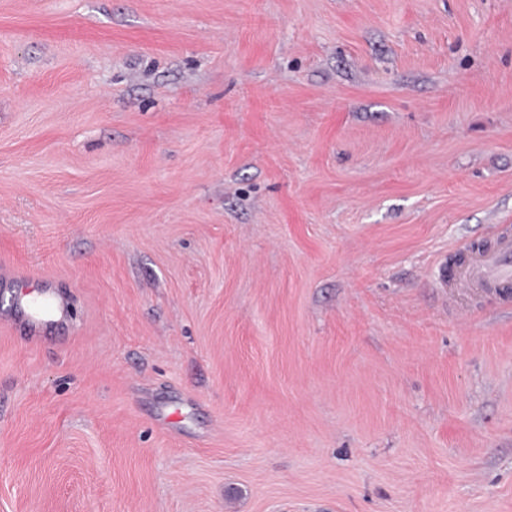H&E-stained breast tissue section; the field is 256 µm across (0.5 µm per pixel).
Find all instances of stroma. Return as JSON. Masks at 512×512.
Wrapping results in <instances>:
<instances>
[{"label": "stroma", "mask_w": 512, "mask_h": 512, "mask_svg": "<svg viewBox=\"0 0 512 512\" xmlns=\"http://www.w3.org/2000/svg\"><path fill=\"white\" fill-rule=\"evenodd\" d=\"M512 0H0V512H512ZM461 261L448 269L447 260L436 269L439 288L492 293L508 297L512 292V231L504 227L490 247L481 250L459 249ZM14 287L17 304L23 309L27 326L33 340H38L44 329L52 325L66 324L71 321V309L66 299L58 298L56 293L39 289L35 294L28 288V281L18 277H9Z\"/></svg>", "instance_id": "stroma-1"}]
</instances>
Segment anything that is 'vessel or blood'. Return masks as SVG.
Returning <instances> with one entry per match:
<instances>
[{
  "label": "vessel or blood",
  "instance_id": "b4317fda",
  "mask_svg": "<svg viewBox=\"0 0 512 512\" xmlns=\"http://www.w3.org/2000/svg\"><path fill=\"white\" fill-rule=\"evenodd\" d=\"M436 280L442 288H466L501 297L511 295L512 230L502 229L488 248L463 249L462 259L455 265L440 262L436 269ZM12 284L32 336H39L50 326L70 322L71 309L67 300L43 290L31 291L27 280L22 278H13Z\"/></svg>",
  "mask_w": 512,
  "mask_h": 512
}]
</instances>
